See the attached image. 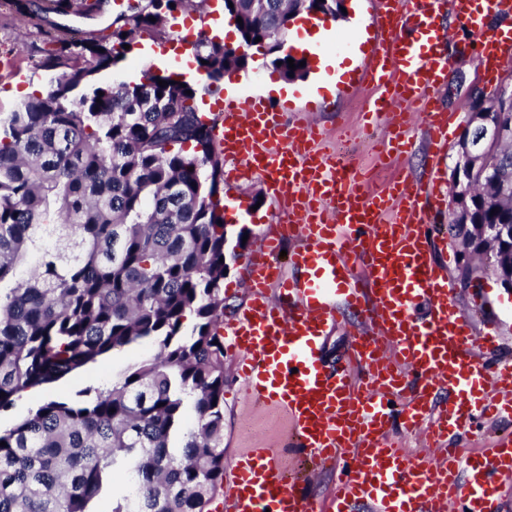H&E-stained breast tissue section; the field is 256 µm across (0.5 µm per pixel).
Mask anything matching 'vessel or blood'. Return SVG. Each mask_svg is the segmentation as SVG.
Listing matches in <instances>:
<instances>
[{"mask_svg": "<svg viewBox=\"0 0 512 512\" xmlns=\"http://www.w3.org/2000/svg\"><path fill=\"white\" fill-rule=\"evenodd\" d=\"M491 13L512 15V0H375L373 50L345 87L369 92V114L385 117L398 149L408 113L418 114L432 172L458 120L436 97L450 66L442 20L478 30ZM472 55L492 76L512 70V31L476 41ZM213 137L227 181L261 178L276 215L245 258L250 295L224 323V348L249 398L284 412L287 444L336 468L322 502L300 491L272 449H250L233 462L215 512H512V434L477 450L456 441L512 413V362L499 355L495 327L475 333L452 307L429 232L447 202L441 183L402 173L365 191L357 171L323 152V129L285 120L261 96L225 100ZM346 317L361 329L327 364L324 340ZM396 417L420 434L422 452L389 440Z\"/></svg>", "mask_w": 512, "mask_h": 512, "instance_id": "obj_1", "label": "vessel or blood"}]
</instances>
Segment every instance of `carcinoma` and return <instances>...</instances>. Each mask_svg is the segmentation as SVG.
Segmentation results:
<instances>
[{
	"label": "carcinoma",
	"instance_id": "obj_1",
	"mask_svg": "<svg viewBox=\"0 0 512 512\" xmlns=\"http://www.w3.org/2000/svg\"><path fill=\"white\" fill-rule=\"evenodd\" d=\"M10 2L41 28L29 0ZM46 2L85 18L106 6ZM206 5L130 0L108 37L50 39L38 69L53 89L0 113V415L116 350L156 349L111 386L50 397L0 428V512H99L103 500L109 512H207L223 486L224 156L191 85L151 71L96 79L175 13ZM228 14L243 21L239 41L199 32L200 77H227L264 44L288 74L277 39L288 2L233 0ZM486 158L483 177L512 171V157ZM487 196L458 205L451 236L467 243L476 224L512 221V200Z\"/></svg>",
	"mask_w": 512,
	"mask_h": 512
}]
</instances>
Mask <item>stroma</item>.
Listing matches in <instances>:
<instances>
[{
    "mask_svg": "<svg viewBox=\"0 0 512 512\" xmlns=\"http://www.w3.org/2000/svg\"><path fill=\"white\" fill-rule=\"evenodd\" d=\"M14 15L10 4L6 2L0 5V113L14 110L24 89L37 91L41 95L51 89L48 78L34 66L45 41L36 29L18 23ZM476 39L474 31L456 23L446 31L445 40L453 45L454 50L450 55L448 80L439 88L437 97L444 108L459 113L460 119L452 130L448 152L435 173L437 180L443 184L447 183L455 163L471 90L480 88L491 94L498 86L491 83L484 69L471 56L470 47ZM248 54L247 68L229 79L233 95L243 97L257 92L263 94L272 105L281 106L289 102L296 108L306 109L307 120L325 128L328 150H342L348 140H357L361 144L356 155L357 167L368 171L374 169L375 157L386 149L387 142L382 133L371 136L364 134L367 118L363 98L341 92L333 94L324 89L307 99L298 95L290 98L277 94L271 91L270 86L280 82L281 77L273 69L270 57L254 48L249 49ZM192 56V48L177 43L162 53L157 48L149 47L120 70L101 72L99 79L105 83L116 79L136 82L141 79L144 70L149 69L180 75L181 79L193 84L197 77ZM407 136L410 147L404 154L387 157L384 175L397 174L401 169L424 172L427 140L419 120H411ZM266 193L267 187L259 179L225 184L224 222L229 246L239 245L244 251H251L268 226L274 223V209ZM242 233L248 236L243 244L238 241ZM454 301L456 310L474 315L477 326L494 323L507 343L503 357L512 358V293L501 287L493 273L482 274L480 290L457 286ZM152 352V347L146 345L114 352L95 366L60 383L54 393L61 398H71L86 387L110 385L119 372L149 357ZM224 374L225 463H232L240 453L250 448L267 446L282 449L284 462L298 479L303 492L319 499L328 498L336 475L334 467H312L301 459L297 449L284 446L282 413L270 406L254 404L247 398L232 356L224 358Z\"/></svg>",
    "mask_w": 512,
    "mask_h": 512,
    "instance_id": "1",
    "label": "stroma"
}]
</instances>
